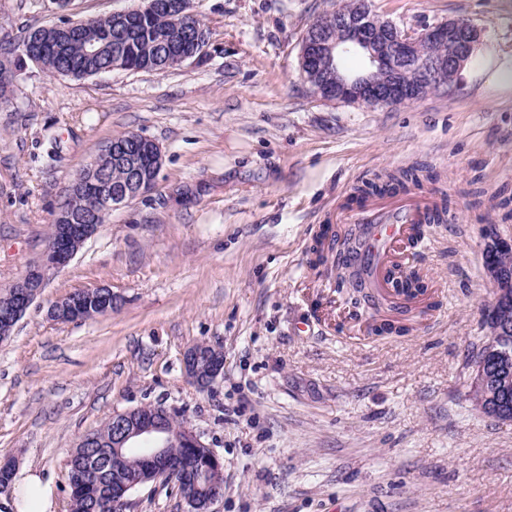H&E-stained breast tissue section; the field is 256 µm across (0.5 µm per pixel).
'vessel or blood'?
<instances>
[{
  "instance_id": "vessel-or-blood-1",
  "label": "vessel or blood",
  "mask_w": 512,
  "mask_h": 512,
  "mask_svg": "<svg viewBox=\"0 0 512 512\" xmlns=\"http://www.w3.org/2000/svg\"><path fill=\"white\" fill-rule=\"evenodd\" d=\"M433 207L432 198L384 209L365 204L357 213L361 223L369 227L366 251L357 258L378 282H385L389 268L406 259L416 227L426 224Z\"/></svg>"
}]
</instances>
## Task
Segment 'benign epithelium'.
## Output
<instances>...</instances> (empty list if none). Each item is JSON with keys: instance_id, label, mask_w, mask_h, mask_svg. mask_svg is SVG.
<instances>
[{"instance_id": "1", "label": "benign epithelium", "mask_w": 512, "mask_h": 512, "mask_svg": "<svg viewBox=\"0 0 512 512\" xmlns=\"http://www.w3.org/2000/svg\"><path fill=\"white\" fill-rule=\"evenodd\" d=\"M146 10L188 15L190 2L148 0ZM329 17L336 19V28L322 21L313 22L301 39L300 77L312 94L323 101L367 108L398 107L411 102L422 90L432 93L453 87L480 39L478 28L463 20H449L412 35L376 15L369 0H359L350 10L338 5ZM112 19L116 27L129 32L135 31L138 25L130 10L114 12ZM359 50L366 58L362 74L353 76L335 68L334 59ZM112 161L126 168L127 179L116 188L94 182L92 208L101 213L109 214L151 191L161 171L162 154L156 142L135 133L112 142ZM98 229L97 224L57 223L55 237L48 242L40 259L11 285L14 302L5 324L24 316L47 282L69 264L79 247ZM482 253L488 257L483 266L484 278L498 291V301L485 310L482 319L485 328L501 333L512 326L506 305L507 289L503 288V282L512 278V274L494 259L512 253V238L503 236L495 225L486 224L482 230ZM47 317L57 322H78L82 320V309L64 296L49 307ZM215 352L217 347L208 342L197 343L184 352V372L193 384L206 388L221 375L223 365L213 360ZM204 358L211 360L206 377L199 372ZM167 418V409H150L145 405L113 413L116 444L112 459L118 462L122 460V449L140 445L143 467L150 473L148 481H170L172 464L165 448L176 443L193 448H205L207 444L188 425L181 430H170Z\"/></svg>"}]
</instances>
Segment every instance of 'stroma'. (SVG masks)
<instances>
[{
	"instance_id": "stroma-1",
	"label": "stroma",
	"mask_w": 512,
	"mask_h": 512,
	"mask_svg": "<svg viewBox=\"0 0 512 512\" xmlns=\"http://www.w3.org/2000/svg\"><path fill=\"white\" fill-rule=\"evenodd\" d=\"M415 34L464 18L481 41L451 91L396 109L313 97L299 49L336 0H192L209 55L163 74L76 80L30 68L0 108V291L47 246L70 178L113 137L155 141L156 186L115 210L0 342V457L70 512L67 453L112 413L177 411L224 465L213 512H512V423L465 398L464 356L491 298L484 225L512 237L491 197L512 196V0H371ZM136 0H0V36L109 15ZM429 171L381 196L435 194L453 218L415 249L439 288L408 336L378 338L326 267L323 225L384 170ZM117 294L111 314L55 322L80 289ZM224 351L208 389L184 375L199 342ZM132 512H188L170 486ZM68 294L59 298L47 310V317L57 322H78L82 321V309L75 302H68Z\"/></svg>"
}]
</instances>
